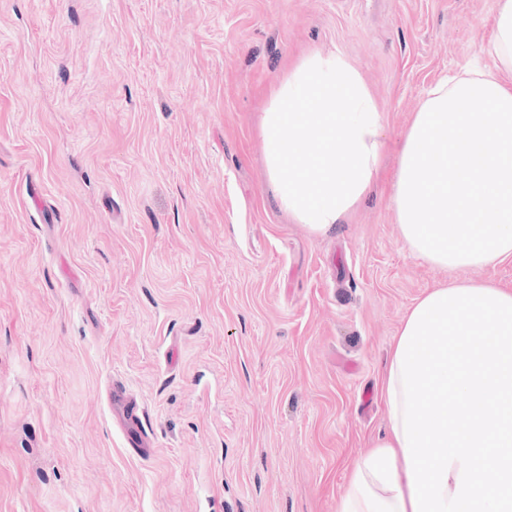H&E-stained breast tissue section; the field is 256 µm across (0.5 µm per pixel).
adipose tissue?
I'll return each instance as SVG.
<instances>
[{
	"label": "adipose tissue",
	"instance_id": "1",
	"mask_svg": "<svg viewBox=\"0 0 512 512\" xmlns=\"http://www.w3.org/2000/svg\"><path fill=\"white\" fill-rule=\"evenodd\" d=\"M483 53L490 66L430 88L393 183L405 247L443 268L512 259V0H498ZM260 131L279 209L312 234L331 232L376 185L385 116L344 56L294 60ZM380 394L386 434L355 462L338 512H512V290L462 281L419 299Z\"/></svg>",
	"mask_w": 512,
	"mask_h": 512
}]
</instances>
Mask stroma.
<instances>
[{
  "label": "stroma",
  "instance_id": "obj_1",
  "mask_svg": "<svg viewBox=\"0 0 512 512\" xmlns=\"http://www.w3.org/2000/svg\"><path fill=\"white\" fill-rule=\"evenodd\" d=\"M497 0H0V512H337L383 436L405 313L453 281L392 205L427 89ZM386 114L374 190L318 236L267 187L259 128L304 52ZM40 190L31 199L29 185ZM121 380L156 451L127 448Z\"/></svg>",
  "mask_w": 512,
  "mask_h": 512
}]
</instances>
